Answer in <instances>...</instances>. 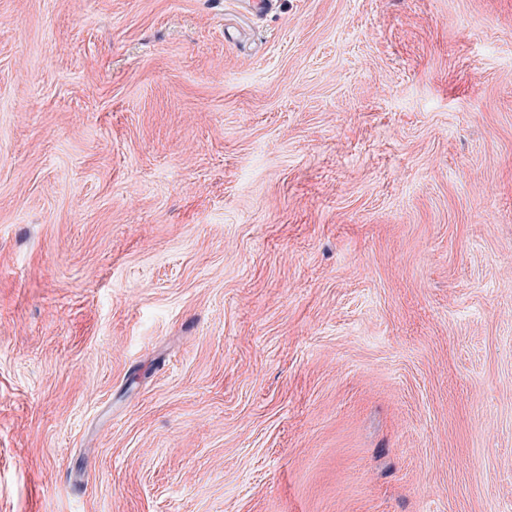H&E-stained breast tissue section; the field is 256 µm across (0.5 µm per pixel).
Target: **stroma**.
<instances>
[{"instance_id": "1", "label": "stroma", "mask_w": 512, "mask_h": 512, "mask_svg": "<svg viewBox=\"0 0 512 512\" xmlns=\"http://www.w3.org/2000/svg\"><path fill=\"white\" fill-rule=\"evenodd\" d=\"M0 512H512V0H0Z\"/></svg>"}]
</instances>
